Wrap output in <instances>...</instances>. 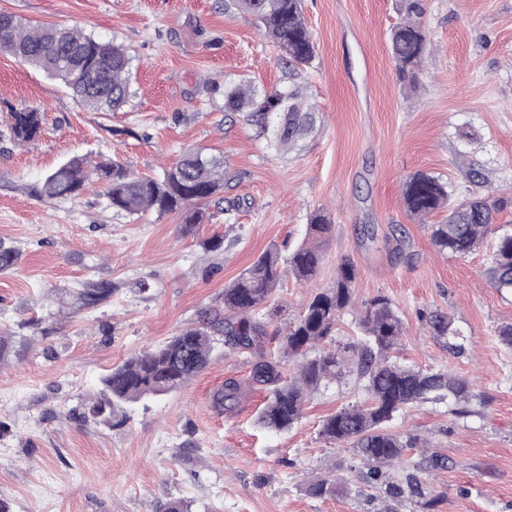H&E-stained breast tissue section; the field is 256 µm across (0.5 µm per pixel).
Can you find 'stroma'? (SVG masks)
<instances>
[{
	"label": "stroma",
	"mask_w": 512,
	"mask_h": 512,
	"mask_svg": "<svg viewBox=\"0 0 512 512\" xmlns=\"http://www.w3.org/2000/svg\"><path fill=\"white\" fill-rule=\"evenodd\" d=\"M303 5L316 55L292 78L253 18L225 13L224 0H0V12L76 25L133 56L129 104L90 112L58 80L0 52V242L21 254L0 273V498L10 512H158L173 498L192 512H512V346L499 335L512 324V293L489 282L491 243L462 258L440 253L402 201L404 179L417 172L447 182L456 199L479 189L512 196V0H427L432 50L411 88L388 49L399 0ZM244 78L269 91L296 80L320 108L315 135L281 154L225 119L219 88ZM26 106L44 111V131L18 147L4 121ZM189 147L223 152L233 174L224 198L238 208L228 215L210 204L187 235L173 214L117 217L91 193L53 202L34 194L48 170L76 156L156 177ZM319 210L333 224L323 264L309 284L283 278L260 309L266 356L281 360L289 323L347 254L357 306L341 316L337 340L357 336L358 305L388 297L406 327L395 360L472 381L471 416L442 403L400 412L390 430L425 448L371 484L354 449L319 434L328 416L366 400L356 375L322 383L299 424L276 433L257 422L270 389L253 379L254 355L219 343L181 390L132 407L124 422L83 418L113 366L200 324L267 248L287 255L304 243ZM215 236L223 248L206 250ZM89 279L118 290L77 308L74 291ZM437 310L462 328V353L422 321ZM228 380L243 394L220 412L212 396ZM426 452L445 468L424 470ZM411 476L421 496L387 495V483ZM316 477L338 492L309 494Z\"/></svg>",
	"instance_id": "1"
}]
</instances>
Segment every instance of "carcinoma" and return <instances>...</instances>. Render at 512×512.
Listing matches in <instances>:
<instances>
[{
    "instance_id": "carcinoma-1",
    "label": "carcinoma",
    "mask_w": 512,
    "mask_h": 512,
    "mask_svg": "<svg viewBox=\"0 0 512 512\" xmlns=\"http://www.w3.org/2000/svg\"><path fill=\"white\" fill-rule=\"evenodd\" d=\"M224 11L251 15L263 38L281 52L292 72L312 64L315 45L304 18L303 0H224ZM402 11V21L391 29L389 48L400 77L412 84L430 54V38L422 23L426 0H402ZM0 51L61 81L78 105L93 112H118L131 96L129 48L102 41L77 26H31L0 12ZM224 112L242 116L259 135L270 138L276 149L284 152L314 133L319 119L316 105L299 86L260 92L251 81L243 79L224 87ZM43 125L44 112L38 107L8 113L9 138L17 145L35 141ZM226 176L224 154L206 148L184 150L179 161L157 178L140 176L116 159L93 164L74 157L47 172L36 193L40 199H66L97 185L115 213H173L188 234L204 222L206 207L224 191ZM402 200L410 215L421 222L439 210L447 212L441 223L424 225L432 244L443 253L466 256L477 250L488 235H496L491 280L500 290H512V230L499 232L493 228L508 200L488 193L454 201L448 183L423 172L404 180ZM331 227L329 216L318 211L309 224L312 242L299 246L286 259L276 249L262 253L224 288V311H215L207 322L185 327L167 343L145 349L112 368L101 379L99 397L85 404V415L109 421L127 406L180 390L209 364L218 336L232 351L259 352L264 324L255 312L270 298L281 277L309 282L317 276L323 262L321 242ZM18 260L17 250L0 243V272L14 269ZM356 278L354 261L342 257L332 286L310 297L300 317L288 327L284 356L299 359L293 379L284 381L281 363L263 356L254 364L253 377L271 386L259 423L274 432L288 431L301 420L309 393L324 380L342 377L346 353L352 352L367 400L329 416L322 423L320 435L355 449L368 466L366 479L377 482L385 476L383 468L405 450L419 445V438L402 437L387 429L398 412L448 399L454 405L450 414L465 417L471 414L470 404L476 394L469 381L450 372L418 370L391 360V352L403 336L404 323L385 296L365 304L358 320L357 341L335 344L333 333L341 313L352 305ZM116 291L117 286L110 281L89 279L76 289V303L81 309L94 308ZM426 323L432 335L443 340L450 351L462 350L463 332L447 314L432 312ZM240 392L236 381L224 382L212 396L213 407L222 411L234 408ZM308 492L324 497L334 494L336 486L327 479H316L308 484Z\"/></svg>"
}]
</instances>
